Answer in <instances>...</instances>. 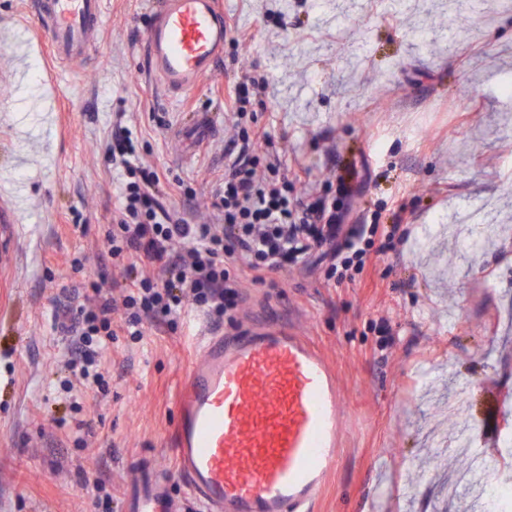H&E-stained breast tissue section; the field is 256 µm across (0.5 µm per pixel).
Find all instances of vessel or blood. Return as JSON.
Instances as JSON below:
<instances>
[{"mask_svg": "<svg viewBox=\"0 0 512 512\" xmlns=\"http://www.w3.org/2000/svg\"><path fill=\"white\" fill-rule=\"evenodd\" d=\"M36 7L59 59H79L101 26V0ZM227 38L222 0H162L145 37L149 68L170 91H191ZM177 412L176 465L201 512H311L347 434L331 363L281 322L200 338ZM130 512H174L167 480L157 475L136 490Z\"/></svg>", "mask_w": 512, "mask_h": 512, "instance_id": "1", "label": "vessel or blood"}]
</instances>
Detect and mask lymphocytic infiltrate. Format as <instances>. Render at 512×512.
<instances>
[{"mask_svg": "<svg viewBox=\"0 0 512 512\" xmlns=\"http://www.w3.org/2000/svg\"><path fill=\"white\" fill-rule=\"evenodd\" d=\"M114 126L104 155L123 182L107 255L132 286L117 293L106 280L90 282L83 302L70 310L75 341L66 364L72 382L105 390L101 362L117 333L141 340L145 322L174 324L188 306L221 322L238 304L231 267L263 272L317 258L327 264L325 280L341 281L363 265V244L377 235L378 225L345 231L320 198L297 210L282 158L262 168L255 162L262 135L246 143L225 171L211 203L217 223L194 224L185 211L167 205L166 182L140 161L123 117Z\"/></svg>", "mask_w": 512, "mask_h": 512, "instance_id": "1", "label": "lymphocytic infiltrate"}]
</instances>
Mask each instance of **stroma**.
<instances>
[{
  "mask_svg": "<svg viewBox=\"0 0 512 512\" xmlns=\"http://www.w3.org/2000/svg\"><path fill=\"white\" fill-rule=\"evenodd\" d=\"M158 0H103L83 59L50 56L32 36L28 0H0V201L19 199L0 247V512H127L126 492L169 475L177 512H197L174 462L175 395L189 311L176 330L145 324L106 355L108 396L67 392L59 309L85 282L121 274L101 263L121 178L101 153L126 112L138 154L168 179L169 205L207 220L234 151L229 83L251 71L270 88L242 125L268 135L298 194L347 209L376 236L352 282L289 264L255 281L237 270L239 305L225 335L274 316L332 362L354 428L312 512H471L448 484L471 464L454 448L466 424L487 446L512 436V219L476 251L453 213L493 204L512 215V10L482 0L464 28L434 0H223L231 31L214 71L175 95L149 76L145 33ZM212 129L194 135L195 116ZM350 193L342 195L339 180ZM87 262L81 272L72 258ZM469 379L467 414L449 413Z\"/></svg>",
  "mask_w": 512,
  "mask_h": 512,
  "instance_id": "obj_1",
  "label": "stroma"
}]
</instances>
